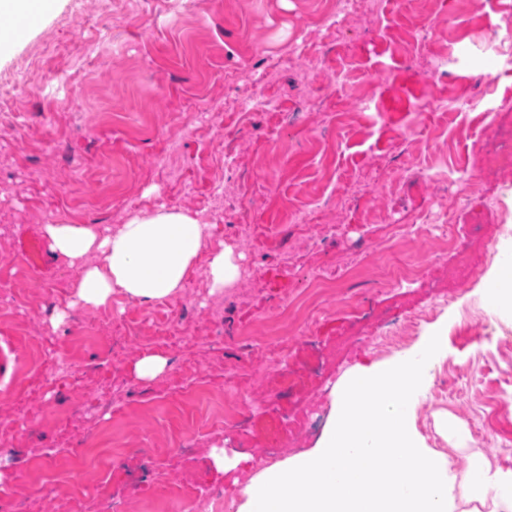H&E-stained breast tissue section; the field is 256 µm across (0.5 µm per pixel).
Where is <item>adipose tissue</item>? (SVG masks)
<instances>
[{"mask_svg": "<svg viewBox=\"0 0 512 512\" xmlns=\"http://www.w3.org/2000/svg\"><path fill=\"white\" fill-rule=\"evenodd\" d=\"M42 233L50 253L78 272L76 306H106L116 292L166 299L204 251L211 293L240 276L239 255L212 248L208 225L183 211L136 214L113 232L60 222ZM446 347L437 331L410 357L350 373L335 401L337 425L311 452L262 468L241 488L237 512H512V492L482 454L471 453L459 471L414 435L417 395L432 381V357Z\"/></svg>", "mask_w": 512, "mask_h": 512, "instance_id": "adipose-tissue-1", "label": "adipose tissue"}]
</instances>
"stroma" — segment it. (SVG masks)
<instances>
[{"label": "stroma", "instance_id": "1", "mask_svg": "<svg viewBox=\"0 0 512 512\" xmlns=\"http://www.w3.org/2000/svg\"><path fill=\"white\" fill-rule=\"evenodd\" d=\"M511 9L512 0H416L408 9L373 0L329 31L315 24L312 0H50L23 37L1 44L0 277L12 291L0 298V386L14 393L0 397V488L14 502L0 512H65L73 491L103 485L121 512H176L160 481L176 492L222 491V512H235L242 475L260 470L267 449L286 459L318 447L348 373L398 361L442 327L448 344L436 363L449 371L420 393L414 430L455 468L478 451L512 480V355L474 331L488 313L484 284L464 279L456 257L480 265L489 240L512 241V176L479 171L485 146L512 125V72L500 67ZM438 55L448 66L435 71ZM341 60L352 76L334 97ZM50 71L74 77L77 91L46 84ZM259 75L280 111L219 116ZM460 96L482 98V110L463 121L429 105ZM213 139L236 155L235 175H225L220 151L201 153ZM437 160L470 178L419 181L418 169ZM214 185L223 189L216 201ZM329 193L334 202L310 223H292V210ZM162 207L196 214L213 245L241 254L234 287L209 292L203 254L163 301L116 294L107 308H80L73 268L50 256L37 269L19 251L46 224L115 230ZM431 209L483 223L456 251L432 227L393 236L394 225ZM328 225L335 237H325ZM352 258L310 318L313 273ZM400 262L415 277L388 285ZM431 305L411 338L378 346L384 324ZM59 310L69 317L56 325ZM172 324L189 335L159 344ZM277 334L288 339L283 366L267 351ZM148 354L168 366L141 381L134 365ZM36 361L57 365V383L28 378ZM230 385L247 400L241 437L205 422ZM310 403L315 428L289 437L290 419ZM443 413L456 425L445 435ZM46 448L77 458L54 463L61 481L44 486Z\"/></svg>", "mask_w": 512, "mask_h": 512}]
</instances>
